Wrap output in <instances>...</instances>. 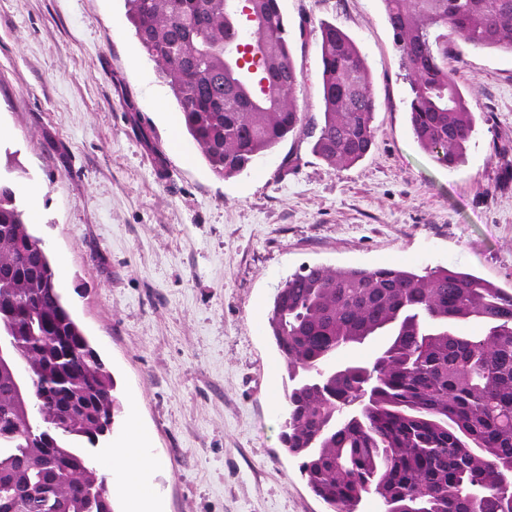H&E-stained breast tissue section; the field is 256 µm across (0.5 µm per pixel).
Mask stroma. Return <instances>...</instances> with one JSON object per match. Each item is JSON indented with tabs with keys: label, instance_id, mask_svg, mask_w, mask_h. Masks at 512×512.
Masks as SVG:
<instances>
[{
	"label": "stroma",
	"instance_id": "stroma-1",
	"mask_svg": "<svg viewBox=\"0 0 512 512\" xmlns=\"http://www.w3.org/2000/svg\"><path fill=\"white\" fill-rule=\"evenodd\" d=\"M297 104L322 112L318 25L360 48L370 153L330 168L305 129L220 179L134 36L124 0H0V147L73 313L137 409L163 512H325L280 442L277 286L315 264L445 266L512 291V54L448 42L477 118L448 168L416 143L381 0H282Z\"/></svg>",
	"mask_w": 512,
	"mask_h": 512
}]
</instances>
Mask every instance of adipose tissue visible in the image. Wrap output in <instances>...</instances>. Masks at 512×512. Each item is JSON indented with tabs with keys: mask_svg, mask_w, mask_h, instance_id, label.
I'll return each instance as SVG.
<instances>
[{
	"mask_svg": "<svg viewBox=\"0 0 512 512\" xmlns=\"http://www.w3.org/2000/svg\"><path fill=\"white\" fill-rule=\"evenodd\" d=\"M148 443L149 438L138 421H131L126 445L111 457L108 471L127 497V512H154L147 475L155 460L147 448Z\"/></svg>",
	"mask_w": 512,
	"mask_h": 512,
	"instance_id": "adipose-tissue-1",
	"label": "adipose tissue"
}]
</instances>
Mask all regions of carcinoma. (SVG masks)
I'll return each instance as SVG.
<instances>
[{
  "mask_svg": "<svg viewBox=\"0 0 512 512\" xmlns=\"http://www.w3.org/2000/svg\"><path fill=\"white\" fill-rule=\"evenodd\" d=\"M409 70L419 146L454 167L475 114L448 39L512 53V0H381ZM182 121L218 178L252 167L304 121L281 0H125ZM323 120L312 151L352 165L374 143L365 59L319 23ZM13 169L0 172V324L31 365L38 413L0 371V512H115L90 449L114 430L115 382L65 305ZM482 332L465 335L459 322ZM269 335L288 373L280 441L328 512L374 494L387 512H512V293L444 266H313L273 297ZM376 336L367 361L340 353ZM56 418L58 430L41 425ZM480 487L477 498L469 492Z\"/></svg>",
  "mask_w": 512,
  "mask_h": 512,
  "instance_id": "cac0c4a2",
  "label": "carcinoma"
}]
</instances>
